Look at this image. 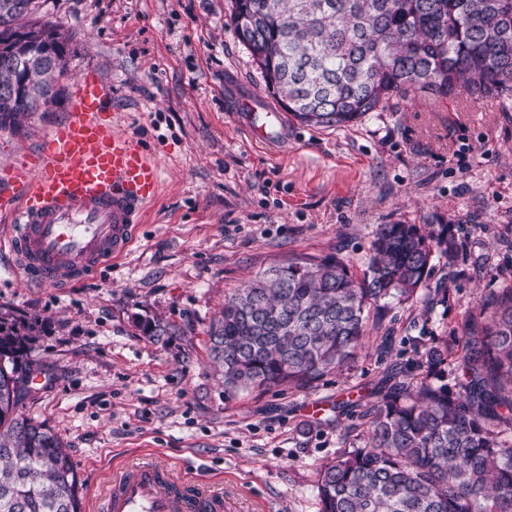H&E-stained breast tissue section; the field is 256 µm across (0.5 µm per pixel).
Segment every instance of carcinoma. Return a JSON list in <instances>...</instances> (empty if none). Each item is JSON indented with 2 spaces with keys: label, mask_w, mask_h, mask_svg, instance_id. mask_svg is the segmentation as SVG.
I'll return each mask as SVG.
<instances>
[{
  "label": "carcinoma",
  "mask_w": 512,
  "mask_h": 512,
  "mask_svg": "<svg viewBox=\"0 0 512 512\" xmlns=\"http://www.w3.org/2000/svg\"><path fill=\"white\" fill-rule=\"evenodd\" d=\"M37 0H0V129L47 112L68 40L29 21ZM232 21L265 86L302 124L341 128L417 92L512 99V0H234ZM41 59L37 66L33 59ZM448 225L381 224L358 277L329 254L296 258L224 299L208 330L224 393L307 387L355 360L370 311L425 286ZM27 337L0 323V512H81L61 437L21 413ZM365 413L367 442L321 466L320 512H512V288L461 358L448 352Z\"/></svg>",
  "instance_id": "obj_1"
}]
</instances>
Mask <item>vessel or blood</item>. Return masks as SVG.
<instances>
[{
    "mask_svg": "<svg viewBox=\"0 0 512 512\" xmlns=\"http://www.w3.org/2000/svg\"><path fill=\"white\" fill-rule=\"evenodd\" d=\"M112 88L84 77L73 110L33 160L19 161L0 184V216L28 281L60 287L97 260L125 252L143 208L158 194L160 168L139 142L116 134L106 118ZM256 140L285 137L288 115L275 105L239 98ZM96 512H224V497L206 483L151 463L122 467Z\"/></svg>",
    "mask_w": 512,
    "mask_h": 512,
    "instance_id": "vessel-or-blood-1",
    "label": "vessel or blood"
}]
</instances>
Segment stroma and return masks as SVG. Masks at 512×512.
Here are the masks:
<instances>
[{
	"mask_svg": "<svg viewBox=\"0 0 512 512\" xmlns=\"http://www.w3.org/2000/svg\"><path fill=\"white\" fill-rule=\"evenodd\" d=\"M68 37L60 96L0 130V179L71 110L81 76L112 85V128L137 138L161 186L129 251L64 288L28 282L0 251V313L32 328L37 378L23 416L63 440L83 498L144 457L193 472L226 512H319L322 464L362 429L369 394L447 350L457 391L464 322L512 287V106L418 94L355 125L291 122L253 141L226 100L273 101L231 20L233 0H40ZM445 224L425 286L371 311L354 362L308 388L225 396L207 330L230 292L296 257L339 254L361 272L378 225ZM154 318L168 336H145Z\"/></svg>",
	"mask_w": 512,
	"mask_h": 512,
	"instance_id": "obj_1",
	"label": "stroma"
}]
</instances>
